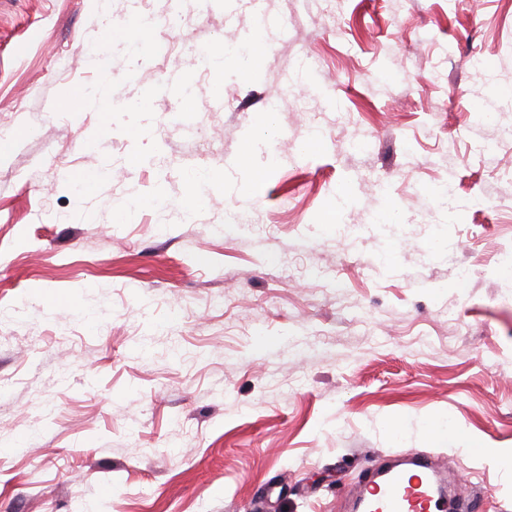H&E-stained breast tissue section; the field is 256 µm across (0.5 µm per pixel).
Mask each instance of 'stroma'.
Here are the masks:
<instances>
[{
    "mask_svg": "<svg viewBox=\"0 0 512 512\" xmlns=\"http://www.w3.org/2000/svg\"><path fill=\"white\" fill-rule=\"evenodd\" d=\"M259 12L267 47L194 59ZM138 20L161 49L133 72ZM101 53L149 100L108 132L59 98ZM166 79L183 124L145 95ZM485 111L512 126V0H0V138L28 131L0 155V512H346L409 450L512 512V144L485 164Z\"/></svg>",
    "mask_w": 512,
    "mask_h": 512,
    "instance_id": "1",
    "label": "stroma"
}]
</instances>
